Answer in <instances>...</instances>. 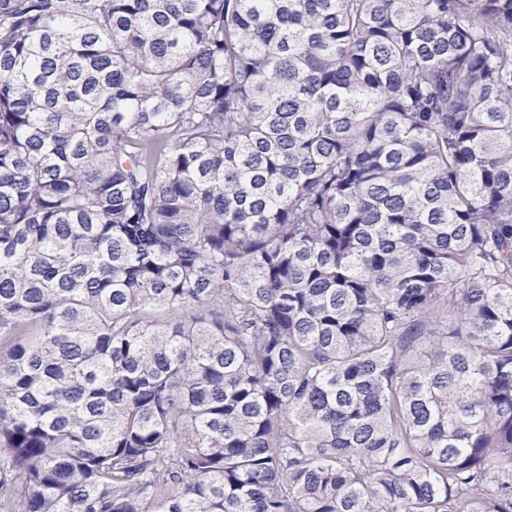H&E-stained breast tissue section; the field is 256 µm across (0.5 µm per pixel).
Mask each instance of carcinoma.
Listing matches in <instances>:
<instances>
[{
    "label": "carcinoma",
    "instance_id": "1",
    "mask_svg": "<svg viewBox=\"0 0 512 512\" xmlns=\"http://www.w3.org/2000/svg\"><path fill=\"white\" fill-rule=\"evenodd\" d=\"M0 512H512V0H0Z\"/></svg>",
    "mask_w": 512,
    "mask_h": 512
}]
</instances>
